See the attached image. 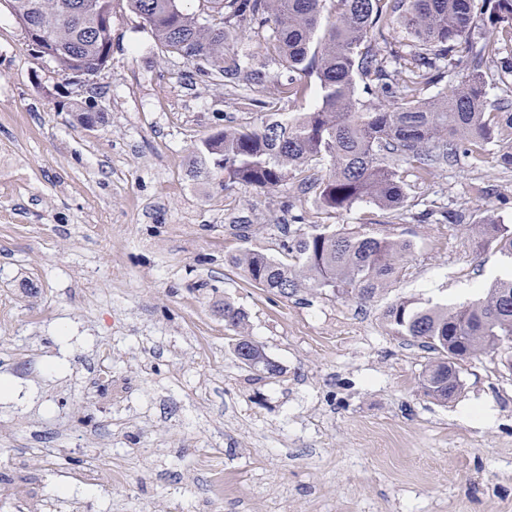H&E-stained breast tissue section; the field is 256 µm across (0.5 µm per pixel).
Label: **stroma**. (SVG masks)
<instances>
[{"mask_svg": "<svg viewBox=\"0 0 512 512\" xmlns=\"http://www.w3.org/2000/svg\"><path fill=\"white\" fill-rule=\"evenodd\" d=\"M234 39L262 82L199 74L112 0V56L84 78L37 55L0 4V480L84 512H512L507 352L467 363L441 403L420 384L431 353L384 319L402 300L472 299L512 265L473 246L482 213L512 224L502 147L410 181L461 225L369 202L335 216L398 224L415 244L408 275L371 302L253 287L232 254L279 256L271 225L327 218L292 183L266 194L189 178L210 134L259 122L268 103L293 109L281 59L250 30ZM234 224L267 230L244 242ZM224 300L279 375L236 360ZM38 445L60 449L59 476L43 477ZM93 462L111 486L78 483Z\"/></svg>", "mask_w": 512, "mask_h": 512, "instance_id": "obj_1", "label": "stroma"}]
</instances>
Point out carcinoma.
<instances>
[{"label":"carcinoma","mask_w":512,"mask_h":512,"mask_svg":"<svg viewBox=\"0 0 512 512\" xmlns=\"http://www.w3.org/2000/svg\"><path fill=\"white\" fill-rule=\"evenodd\" d=\"M12 16L24 15L47 34L49 57L61 72L101 70L112 55L93 14L74 20L66 7L83 0H3ZM34 3L37 9L27 11ZM193 15L180 0H129L162 49L205 76L233 80L242 72L231 33L268 32L267 42L291 72L283 84L290 102L314 82L318 104L284 116L271 112L258 124L217 131L195 150L191 174L276 192L290 180L313 191L325 214L368 201L389 213L423 206L420 218L457 223L458 215L432 201L409 199L406 179H423L460 157L512 141V83L489 101L484 64L512 41V0H204ZM399 27L414 52L406 57L389 41ZM450 91L425 97L431 86ZM369 95L363 100L360 93ZM324 164L328 173H314ZM242 240L260 230L282 237L283 256L245 248L232 257L246 280L283 297L303 288L328 290L367 303L406 276L412 242L392 224L343 227L308 224H233ZM478 249L493 245L512 259V225L492 214L481 219ZM224 322L240 332L234 350L254 357L263 349L241 334L245 313L224 302ZM391 331L435 354L422 372L424 395L453 398L464 364L501 348L512 350V279L499 278L480 296L456 306L404 300L387 307Z\"/></svg>","instance_id":"cac0c4a2"}]
</instances>
